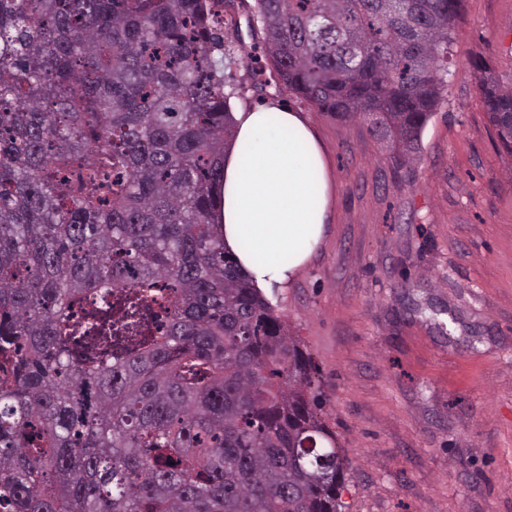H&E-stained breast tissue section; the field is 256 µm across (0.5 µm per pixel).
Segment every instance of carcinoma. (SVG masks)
Segmentation results:
<instances>
[{
	"label": "carcinoma",
	"mask_w": 512,
	"mask_h": 512,
	"mask_svg": "<svg viewBox=\"0 0 512 512\" xmlns=\"http://www.w3.org/2000/svg\"><path fill=\"white\" fill-rule=\"evenodd\" d=\"M463 2L255 0L253 20L289 91L402 168ZM224 25V0H0V512H341L315 368L224 247ZM470 66L512 154V80ZM116 288L166 311L135 350Z\"/></svg>",
	"instance_id": "carcinoma-1"
}]
</instances>
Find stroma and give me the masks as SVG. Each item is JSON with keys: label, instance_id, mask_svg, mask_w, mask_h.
I'll use <instances>...</instances> for the list:
<instances>
[{"label": "stroma", "instance_id": "1", "mask_svg": "<svg viewBox=\"0 0 512 512\" xmlns=\"http://www.w3.org/2000/svg\"><path fill=\"white\" fill-rule=\"evenodd\" d=\"M254 5L224 6L239 58L231 109L302 115L330 183L321 241L266 295L307 349L349 458L342 512H512V155L470 67L481 54L512 78V0H465L452 75L409 168L363 122L276 84Z\"/></svg>", "mask_w": 512, "mask_h": 512}]
</instances>
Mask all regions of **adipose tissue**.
Segmentation results:
<instances>
[{
    "mask_svg": "<svg viewBox=\"0 0 512 512\" xmlns=\"http://www.w3.org/2000/svg\"><path fill=\"white\" fill-rule=\"evenodd\" d=\"M329 183L320 146L296 113L236 116L224 158V244L256 288L288 282L318 244Z\"/></svg>",
    "mask_w": 512,
    "mask_h": 512,
    "instance_id": "ef3b65f1",
    "label": "adipose tissue"
}]
</instances>
